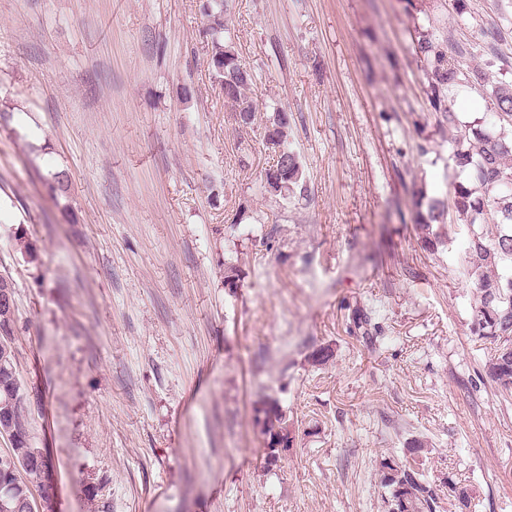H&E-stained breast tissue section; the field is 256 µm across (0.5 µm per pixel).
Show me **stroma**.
I'll list each match as a JSON object with an SVG mask.
<instances>
[{
  "label": "stroma",
  "mask_w": 512,
  "mask_h": 512,
  "mask_svg": "<svg viewBox=\"0 0 512 512\" xmlns=\"http://www.w3.org/2000/svg\"><path fill=\"white\" fill-rule=\"evenodd\" d=\"M199 4L0 0V274L53 512H384L379 462L414 439L430 480L467 491L446 512H512V397L461 386L498 342L470 331L461 236L424 249L409 207L413 184L454 177L417 36L470 43L464 66L511 81L512 0H230L246 130ZM280 107L306 185L284 199L260 181ZM265 394L296 434L274 469Z\"/></svg>",
  "instance_id": "stroma-1"
}]
</instances>
